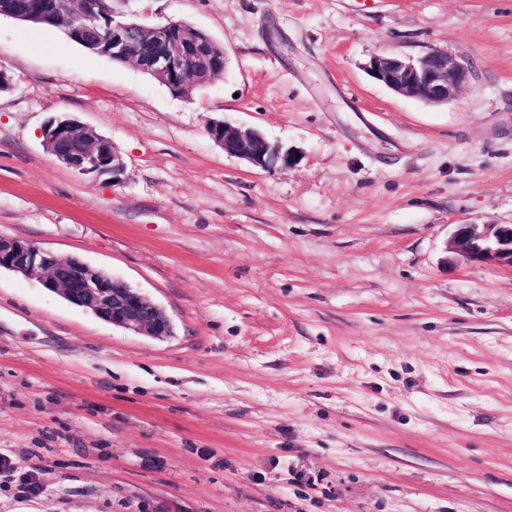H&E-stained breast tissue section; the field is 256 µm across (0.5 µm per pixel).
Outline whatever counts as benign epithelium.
I'll return each instance as SVG.
<instances>
[{"label":"benign epithelium","mask_w":512,"mask_h":512,"mask_svg":"<svg viewBox=\"0 0 512 512\" xmlns=\"http://www.w3.org/2000/svg\"><path fill=\"white\" fill-rule=\"evenodd\" d=\"M54 16L65 32H75L85 45L132 63L157 80L173 95L184 97L192 88L207 83L227 68L226 51L216 57V41L184 21L170 20L146 26L118 19L105 0H67L61 11L56 0H35L27 17ZM112 27V41L97 37ZM368 74L389 90L427 105L446 104L474 76L472 68L454 56L428 52L415 60L391 54L373 56ZM210 138L227 154L263 169L287 168L296 154L270 143L258 130L214 120ZM42 142L64 165L80 174L110 173L117 179L126 163L114 144L96 135L73 118H55L41 128ZM450 261L469 265L496 264L512 268V224H457L446 242ZM34 278L68 302L89 310L98 318L144 336L164 339L172 335L166 312L140 291L75 257H60L20 238L0 236V270Z\"/></svg>","instance_id":"7a95c632"}]
</instances>
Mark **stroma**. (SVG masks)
I'll list each match as a JSON object with an SVG mask.
<instances>
[{
	"instance_id": "1",
	"label": "stroma",
	"mask_w": 512,
	"mask_h": 512,
	"mask_svg": "<svg viewBox=\"0 0 512 512\" xmlns=\"http://www.w3.org/2000/svg\"><path fill=\"white\" fill-rule=\"evenodd\" d=\"M221 43L180 98L0 17V234L121 279L175 327L112 326L0 270V512H512V269L448 260L512 224V0H112ZM475 79L428 106L380 53ZM112 141L82 175L40 129ZM295 164L224 153L210 120ZM37 495L23 489L25 480ZM366 69L375 81L394 93L427 105L447 104L474 76L467 63L439 51L416 60L382 53L373 56ZM42 142L64 165L79 174L125 173L126 163L114 144L73 118H55L41 128ZM210 138L227 154L263 169L279 166L288 168L296 154L270 143L258 130L232 125L224 120H213L207 128Z\"/></svg>"
}]
</instances>
